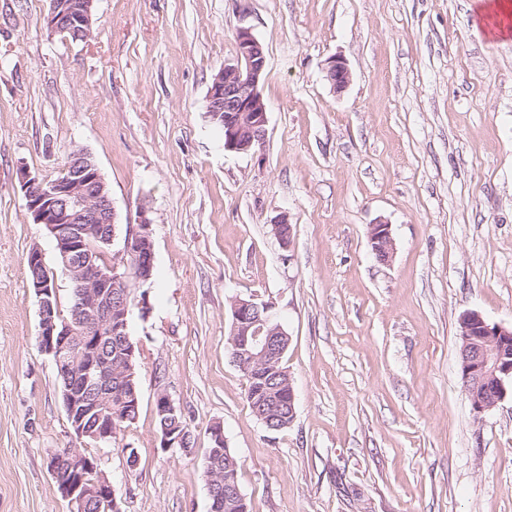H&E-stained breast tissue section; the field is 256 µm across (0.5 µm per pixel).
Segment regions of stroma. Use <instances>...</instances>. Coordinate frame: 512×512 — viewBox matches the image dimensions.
<instances>
[{"instance_id":"1","label":"stroma","mask_w":512,"mask_h":512,"mask_svg":"<svg viewBox=\"0 0 512 512\" xmlns=\"http://www.w3.org/2000/svg\"><path fill=\"white\" fill-rule=\"evenodd\" d=\"M483 2L95 0L93 36L74 42L47 29L49 0H0V512H70L49 461L79 446L121 512H209L215 424L251 512H512V390L475 413L459 369L465 313L512 327V37L484 32ZM241 28L267 58V137L249 154L206 114ZM332 56L351 72L339 93ZM78 148L119 226L147 210L154 244L149 312L129 318L139 414L85 446L38 347L29 249L63 313L69 276L18 183L23 166L56 178ZM235 298L271 303L290 336L285 429L248 407ZM161 394L193 455L161 448ZM369 242L378 262L382 264L391 262L394 254V241L388 223L380 221L371 224Z\"/></svg>"}]
</instances>
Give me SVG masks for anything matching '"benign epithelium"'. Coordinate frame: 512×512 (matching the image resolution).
I'll return each instance as SVG.
<instances>
[{"instance_id": "benign-epithelium-1", "label": "benign epithelium", "mask_w": 512, "mask_h": 512, "mask_svg": "<svg viewBox=\"0 0 512 512\" xmlns=\"http://www.w3.org/2000/svg\"><path fill=\"white\" fill-rule=\"evenodd\" d=\"M94 0H50L45 18L47 28L59 34L77 33L92 37ZM236 62L224 66L214 77L207 94L210 115L224 127V149L249 153L262 147L267 135V108L260 91L267 59L261 43L247 28L236 33ZM327 79L336 92L350 83L351 73L341 59L327 61ZM18 183L33 223L41 224L56 242L59 262L72 284L71 318H61L57 289L38 248L29 254L31 268L40 271L30 288L39 302V349L51 356L62 379L60 396L68 421L78 440L108 442L118 425L112 417V394L121 397L125 409L138 406L135 392L125 387L112 389V338L123 345L124 373L132 370L135 344L128 332L132 307L141 314L149 310L147 294L134 305L129 297L152 276L154 245L147 211H140L136 225H126L122 247L112 259L99 263L105 247L116 237V211L106 182L93 157L82 149L69 155L66 175L52 182L40 178L25 166L19 168ZM369 242L378 262L392 261L394 241L390 224L370 225ZM272 305L251 299L231 302L230 342L232 361L245 376L252 367L277 371L290 338L275 321ZM460 374L473 410L482 413L496 406L512 381V328L492 323L478 312L464 314L460 321ZM156 406L164 417L161 447L185 448L190 433L171 422L177 407L161 394ZM254 417L269 430L288 427L295 417V394L288 387L284 400L251 404ZM62 497L75 505L74 512H120L112 484L98 470L97 462L78 448H64L49 464ZM214 496L234 498L241 494L235 479L209 481Z\"/></svg>"}]
</instances>
